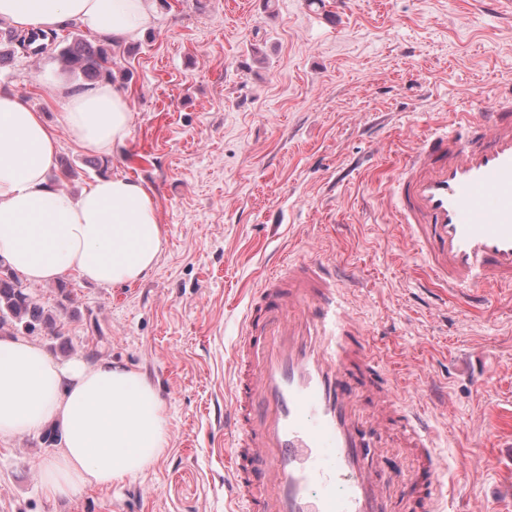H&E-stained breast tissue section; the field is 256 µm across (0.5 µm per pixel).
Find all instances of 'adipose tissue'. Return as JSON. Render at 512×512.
<instances>
[{
    "instance_id": "1",
    "label": "adipose tissue",
    "mask_w": 512,
    "mask_h": 512,
    "mask_svg": "<svg viewBox=\"0 0 512 512\" xmlns=\"http://www.w3.org/2000/svg\"><path fill=\"white\" fill-rule=\"evenodd\" d=\"M154 0H0V20L26 31L76 23L113 43L149 28ZM62 121L84 151L110 155L126 142L134 114L127 94L101 84L63 98ZM55 133L15 93L0 91V256L25 280L69 274L115 287L144 280L157 266L164 230L145 186L100 176L78 194L51 181ZM60 427L61 448L44 464L48 496L109 486L147 468L168 444L158 389L112 361H65L20 336L0 337V443Z\"/></svg>"
}]
</instances>
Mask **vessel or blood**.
<instances>
[{"label": "vessel or blood", "mask_w": 512, "mask_h": 512, "mask_svg": "<svg viewBox=\"0 0 512 512\" xmlns=\"http://www.w3.org/2000/svg\"><path fill=\"white\" fill-rule=\"evenodd\" d=\"M394 188L435 280L512 287V98L423 139ZM231 365L224 488L242 512H442L433 428L396 397L335 269L300 261L265 279ZM387 434L417 456L412 479L379 476Z\"/></svg>", "instance_id": "b4317fda"}]
</instances>
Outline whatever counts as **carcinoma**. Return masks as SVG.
<instances>
[{"label":"carcinoma","instance_id":"carcinoma-1","mask_svg":"<svg viewBox=\"0 0 512 512\" xmlns=\"http://www.w3.org/2000/svg\"><path fill=\"white\" fill-rule=\"evenodd\" d=\"M57 33L8 30L0 36V58H12L16 53H43L56 43ZM60 69L84 81L113 79L116 65L114 49L109 41H89L75 37L55 56ZM47 330L62 337L56 330L54 316L34 298L31 286L24 283L3 258L0 257V333H33Z\"/></svg>","mask_w":512,"mask_h":512}]
</instances>
